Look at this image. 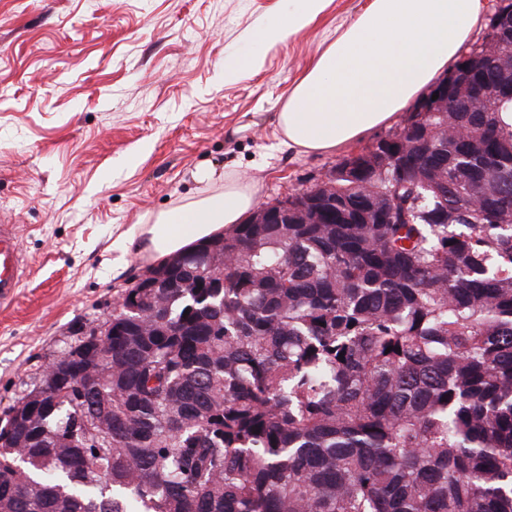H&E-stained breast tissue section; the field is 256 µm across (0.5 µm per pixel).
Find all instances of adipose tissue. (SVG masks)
I'll list each match as a JSON object with an SVG mask.
<instances>
[{
  "mask_svg": "<svg viewBox=\"0 0 512 512\" xmlns=\"http://www.w3.org/2000/svg\"><path fill=\"white\" fill-rule=\"evenodd\" d=\"M331 0H288L261 34L270 47L314 25ZM484 0H369L280 105L282 143L300 154H330L389 123L449 63L480 25ZM261 187L228 171L222 190L199 194L140 225L144 252L167 260L196 244L232 233L258 205Z\"/></svg>",
  "mask_w": 512,
  "mask_h": 512,
  "instance_id": "1",
  "label": "adipose tissue"
}]
</instances>
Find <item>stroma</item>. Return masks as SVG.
Segmentation results:
<instances>
[{"mask_svg":"<svg viewBox=\"0 0 512 512\" xmlns=\"http://www.w3.org/2000/svg\"><path fill=\"white\" fill-rule=\"evenodd\" d=\"M367 0H332L313 26L265 51L262 70L224 80L288 0H0V214L17 224L27 276L0 308V414L43 383L82 331L101 326L152 262L119 233L232 167L262 201L301 191L357 143L302 155L274 114L292 81Z\"/></svg>","mask_w":512,"mask_h":512,"instance_id":"obj_1","label":"stroma"}]
</instances>
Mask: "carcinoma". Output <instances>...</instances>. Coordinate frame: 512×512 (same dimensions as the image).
Here are the masks:
<instances>
[{"mask_svg": "<svg viewBox=\"0 0 512 512\" xmlns=\"http://www.w3.org/2000/svg\"><path fill=\"white\" fill-rule=\"evenodd\" d=\"M430 125L439 189L373 180L410 223H360L373 195L338 177L333 223L224 236V287L124 289L92 382L20 436L0 418V507L512 512V185L470 192L512 171V101ZM196 251L177 276L209 280Z\"/></svg>", "mask_w": 512, "mask_h": 512, "instance_id": "1", "label": "carcinoma"}]
</instances>
